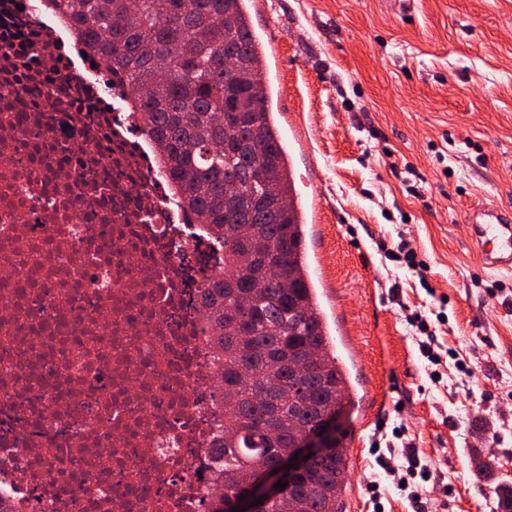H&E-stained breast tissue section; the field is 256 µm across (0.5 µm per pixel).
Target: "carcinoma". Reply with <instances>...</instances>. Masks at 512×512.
<instances>
[{"label": "carcinoma", "instance_id": "1", "mask_svg": "<svg viewBox=\"0 0 512 512\" xmlns=\"http://www.w3.org/2000/svg\"><path fill=\"white\" fill-rule=\"evenodd\" d=\"M249 0H49L104 68L129 83L133 108L172 189L224 246V271L201 289L229 421L217 445L223 495L250 469L271 468L289 439L330 409L351 404L306 259L308 226L296 206L292 168ZM313 350L301 397L288 389V357ZM347 433L305 469L267 512H342ZM512 512V483L495 491Z\"/></svg>", "mask_w": 512, "mask_h": 512}]
</instances>
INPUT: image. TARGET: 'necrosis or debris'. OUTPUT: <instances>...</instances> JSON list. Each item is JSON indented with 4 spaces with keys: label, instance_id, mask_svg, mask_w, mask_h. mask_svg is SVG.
<instances>
[{
    "label": "necrosis or debris",
    "instance_id": "necrosis-or-debris-1",
    "mask_svg": "<svg viewBox=\"0 0 512 512\" xmlns=\"http://www.w3.org/2000/svg\"><path fill=\"white\" fill-rule=\"evenodd\" d=\"M0 0V491L16 512H207L224 269L120 80Z\"/></svg>",
    "mask_w": 512,
    "mask_h": 512
}]
</instances>
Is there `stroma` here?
Listing matches in <instances>:
<instances>
[{"label": "stroma", "instance_id": "stroma-1", "mask_svg": "<svg viewBox=\"0 0 512 512\" xmlns=\"http://www.w3.org/2000/svg\"><path fill=\"white\" fill-rule=\"evenodd\" d=\"M265 2L274 105L302 135L288 151L311 273L329 289L320 303L350 374L343 512H373L372 445L396 426L429 473V512H496L494 483L512 481V273L486 270L463 215L512 211V0H413L408 17L388 0ZM403 237L425 278L385 258ZM437 295L439 386L407 323ZM477 451L494 454L492 480L476 478Z\"/></svg>", "mask_w": 512, "mask_h": 512}]
</instances>
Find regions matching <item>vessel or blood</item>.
Masks as SVG:
<instances>
[{"mask_svg":"<svg viewBox=\"0 0 512 512\" xmlns=\"http://www.w3.org/2000/svg\"><path fill=\"white\" fill-rule=\"evenodd\" d=\"M464 220L472 226V241L484 253L493 272H512V212L493 204L469 209Z\"/></svg>","mask_w":512,"mask_h":512,"instance_id":"vessel-or-blood-1","label":"vessel or blood"}]
</instances>
